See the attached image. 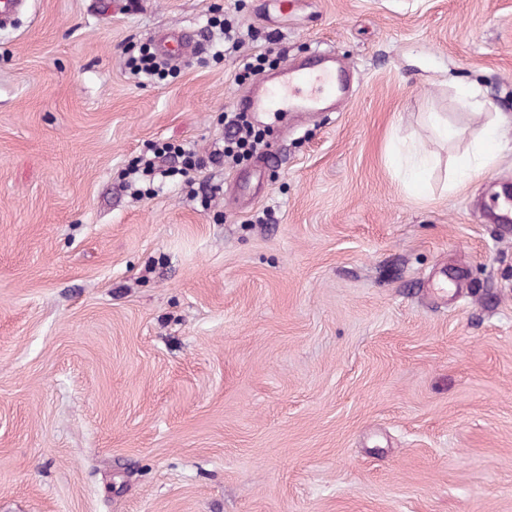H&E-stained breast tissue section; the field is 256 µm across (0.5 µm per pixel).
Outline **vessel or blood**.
Instances as JSON below:
<instances>
[{
  "mask_svg": "<svg viewBox=\"0 0 512 512\" xmlns=\"http://www.w3.org/2000/svg\"><path fill=\"white\" fill-rule=\"evenodd\" d=\"M158 56L182 59L200 45L199 31L188 27H164L151 36ZM347 69L337 66L329 50L315 49L310 59L284 63L275 75L258 76L236 99L237 111L257 117L291 112H332L347 98Z\"/></svg>",
  "mask_w": 512,
  "mask_h": 512,
  "instance_id": "b4317fda",
  "label": "vessel or blood"
}]
</instances>
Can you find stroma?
I'll list each match as a JSON object with an SVG mask.
<instances>
[{
  "mask_svg": "<svg viewBox=\"0 0 512 512\" xmlns=\"http://www.w3.org/2000/svg\"><path fill=\"white\" fill-rule=\"evenodd\" d=\"M217 14L237 52L130 74ZM320 43L346 104L289 113L215 196L126 191L150 144L223 138L246 63ZM497 114L512 0H28L0 26V512H512V232L487 220L512 134L448 185ZM200 42L199 31L188 27H164L151 36V43L158 56L176 60L192 54ZM154 59H156V56L149 45H143L139 54L137 49L133 48V52L128 58L130 73L133 76L145 79H153L155 76L162 77L165 71L160 63H154ZM432 165V158L417 142L405 143L403 149L391 158V166L402 176L404 183L415 192L419 189L418 177Z\"/></svg>",
  "mask_w": 512,
  "mask_h": 512,
  "instance_id": "stroma-1",
  "label": "stroma"
}]
</instances>
